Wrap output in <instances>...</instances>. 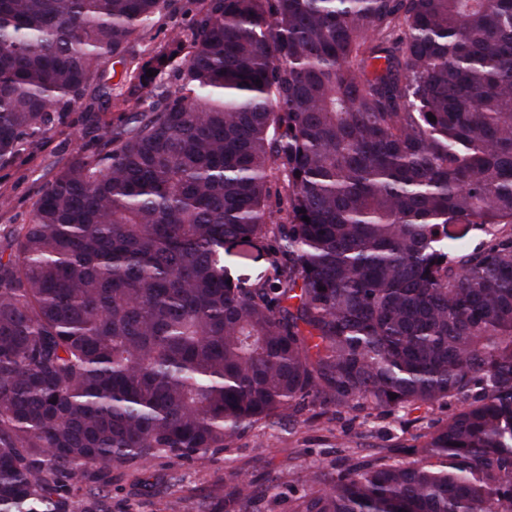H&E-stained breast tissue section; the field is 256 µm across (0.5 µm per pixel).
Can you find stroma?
<instances>
[{"label":"stroma","instance_id":"35a3bbf8","mask_svg":"<svg viewBox=\"0 0 512 512\" xmlns=\"http://www.w3.org/2000/svg\"><path fill=\"white\" fill-rule=\"evenodd\" d=\"M133 110L116 98L101 97L90 88L81 106L65 122L0 168V235L29 223L32 204L56 172L95 139L101 127L130 120ZM405 435L394 415L334 414L320 408L304 412L297 422L261 426L235 440L232 447L204 464L176 459L147 464L141 481L124 477L107 494L112 512H168V492L177 488L181 512H200L202 502H217L236 474H243L265 490L260 512H290L291 503L281 477L294 472L297 488L317 473L335 472L349 447L361 444L366 452L393 448Z\"/></svg>","mask_w":512,"mask_h":512}]
</instances>
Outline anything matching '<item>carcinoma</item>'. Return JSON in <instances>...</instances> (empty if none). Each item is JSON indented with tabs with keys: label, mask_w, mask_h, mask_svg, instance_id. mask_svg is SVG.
<instances>
[{
	"label": "carcinoma",
	"mask_w": 512,
	"mask_h": 512,
	"mask_svg": "<svg viewBox=\"0 0 512 512\" xmlns=\"http://www.w3.org/2000/svg\"><path fill=\"white\" fill-rule=\"evenodd\" d=\"M177 2L0 0V166ZM167 72L0 236V512H108L316 401L452 411L291 512H512V0H202L126 99Z\"/></svg>",
	"instance_id": "carcinoma-1"
}]
</instances>
